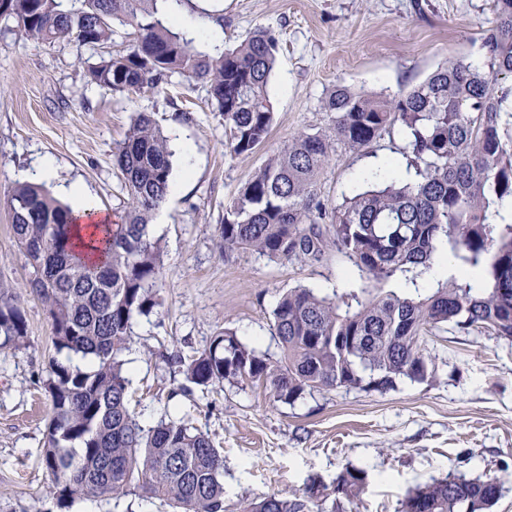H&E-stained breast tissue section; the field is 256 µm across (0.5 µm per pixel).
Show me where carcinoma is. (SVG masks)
<instances>
[{
    "label": "carcinoma",
    "instance_id": "obj_1",
    "mask_svg": "<svg viewBox=\"0 0 512 512\" xmlns=\"http://www.w3.org/2000/svg\"><path fill=\"white\" fill-rule=\"evenodd\" d=\"M189 4L10 0L0 22L37 43L72 45L91 85L136 95L177 75L204 86L224 122L225 147L251 152L274 121L268 85L278 39L259 28L233 49L196 51L164 22ZM116 36L124 48L111 54L105 48ZM481 50L480 63L451 62L392 98L336 87L323 102L327 128L294 136L239 189L219 227L225 256L252 250L273 261L315 263L333 248L365 287L338 288L333 299L309 288L286 291L270 325L283 351L275 363L226 330L197 355L166 356L183 375V394L230 379L261 384L288 403L324 389L386 391L399 379L435 377L419 340L439 326L512 341V220L498 211L512 200V113L494 86L512 75V0H495ZM395 129L415 178L366 174L363 190L327 208L317 182L336 148L362 151ZM113 157L128 197L119 224L78 225L68 206L36 184H19L9 197L14 237L41 271L26 287L47 308L57 353L93 359L85 371L49 362L43 464L53 476L50 495L60 509L81 497L118 502L138 494L174 512H224V459L210 437L183 417L145 428L128 407L122 353L134 317L156 306L161 246L150 222L167 196L172 152L152 116L139 112ZM79 231L98 260L84 257ZM441 244L461 268L482 271L486 287L476 292L453 278L440 288L415 279L401 293L380 288L399 273L423 274ZM4 294L0 284V349H18L27 319ZM367 484L366 469L345 467L334 481L332 512H347ZM324 490L313 480L303 496L243 498L239 512H314ZM501 495L496 477L450 474L410 491L400 512H491Z\"/></svg>",
    "mask_w": 512,
    "mask_h": 512
}]
</instances>
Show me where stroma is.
<instances>
[{"label": "stroma", "instance_id": "obj_1", "mask_svg": "<svg viewBox=\"0 0 512 512\" xmlns=\"http://www.w3.org/2000/svg\"><path fill=\"white\" fill-rule=\"evenodd\" d=\"M222 13L224 47L257 27L279 39L268 92L275 121L264 143L234 155L204 87L173 78L161 91L124 95L87 84L65 44H39L0 25V283L12 286L28 322L26 345L0 350V512H171L155 499L80 498L59 510L42 462L52 404L43 382L54 354L43 302L26 289L31 267L11 228L8 194L44 159L57 182L83 187L104 217L127 204L112 150L135 113H151L163 134L180 127L190 151L172 145V181L162 225L157 304L137 317L123 352L130 409L142 426L188 417L224 456L226 512L241 498L303 493L311 479L332 485L343 468L366 469L358 512H400L406 493L448 475L491 476L503 484L494 512H512V341L440 328L423 337L438 372L422 384L398 381L385 392L335 389L288 404L268 389L233 381L179 394L182 375L165 354L203 351L230 330L275 362L281 345L269 328L283 291L321 294L357 288L343 255L318 263H280L251 251L224 257V207L256 170L298 132L326 128L325 97L339 85L398 95L448 62L480 60L494 0H207ZM401 135L360 152L331 156L318 180L328 206L340 204L357 175L398 157Z\"/></svg>", "mask_w": 512, "mask_h": 512}]
</instances>
